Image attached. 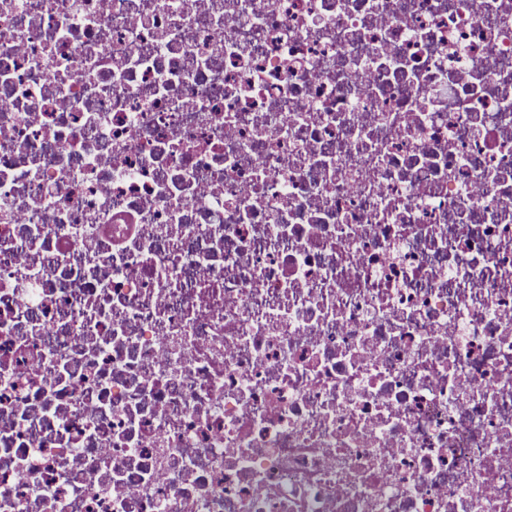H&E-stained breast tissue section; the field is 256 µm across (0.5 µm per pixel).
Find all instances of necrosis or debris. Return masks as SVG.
<instances>
[{
    "instance_id": "obj_1",
    "label": "necrosis or debris",
    "mask_w": 512,
    "mask_h": 512,
    "mask_svg": "<svg viewBox=\"0 0 512 512\" xmlns=\"http://www.w3.org/2000/svg\"><path fill=\"white\" fill-rule=\"evenodd\" d=\"M0 512H512V0H0Z\"/></svg>"
}]
</instances>
